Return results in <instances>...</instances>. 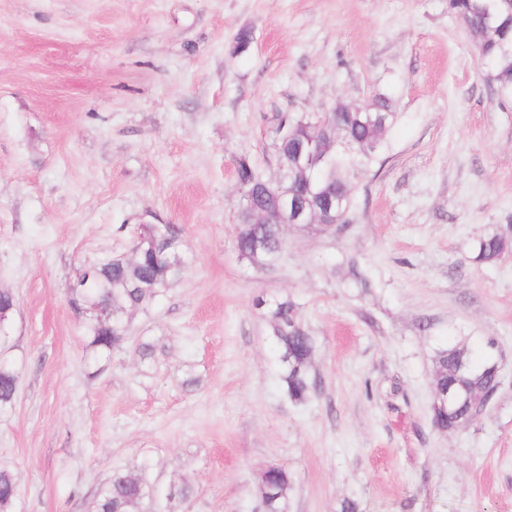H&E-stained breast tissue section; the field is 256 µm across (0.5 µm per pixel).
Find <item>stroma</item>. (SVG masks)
<instances>
[{"instance_id": "35a3bbf8", "label": "stroma", "mask_w": 512, "mask_h": 512, "mask_svg": "<svg viewBox=\"0 0 512 512\" xmlns=\"http://www.w3.org/2000/svg\"><path fill=\"white\" fill-rule=\"evenodd\" d=\"M379 96L396 117L347 224H291L273 265L241 258L237 159L270 175L278 114ZM145 224L178 225L187 264L95 358L69 284ZM494 234L512 239V103L448 0H0L14 512H93L117 469L189 486L171 512H261L271 465L288 512H512V248L473 260ZM260 297L315 339L304 402ZM459 344L501 386L442 431L435 359ZM290 484L286 467L270 466L261 472L258 490L264 512H288Z\"/></svg>"}]
</instances>
